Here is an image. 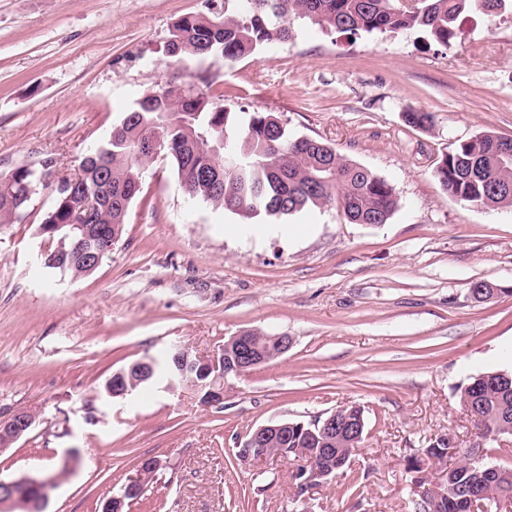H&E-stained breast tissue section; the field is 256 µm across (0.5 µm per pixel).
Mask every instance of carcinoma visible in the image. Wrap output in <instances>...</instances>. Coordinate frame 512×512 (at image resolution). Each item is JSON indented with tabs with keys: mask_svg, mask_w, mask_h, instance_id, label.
<instances>
[{
	"mask_svg": "<svg viewBox=\"0 0 512 512\" xmlns=\"http://www.w3.org/2000/svg\"><path fill=\"white\" fill-rule=\"evenodd\" d=\"M224 10L188 14L170 30L190 56L219 54L236 61L273 40L292 35L293 19H309L342 33L421 32L431 41L448 45L466 13L512 7V0H224ZM408 125L428 129L429 112H407ZM160 136L186 194L216 208L250 219L262 213L286 216L308 206L338 204L354 224H385L398 207L394 187L372 170L349 160L329 145L308 137L292 138L273 115L249 114L244 124L227 112L223 92L191 88L177 91L167 84L140 98L113 129L110 137L80 161L81 173L55 188L54 208L41 228L43 241L54 252L82 238L87 220L88 192L103 193L96 223L109 235L121 236L132 198L126 190L136 184L142 169L155 157L147 139ZM503 138L481 132L454 145L435 168L442 188L459 202L473 207H512V163L501 162L496 150ZM51 165L36 173L18 168L0 179V226L11 224L30 202L32 189L50 176ZM165 367L152 366L140 378L125 366L126 380L136 388L165 377L195 392L207 404L212 377L175 372L172 353L162 357ZM460 402L474 418L479 437L488 440L500 457L495 463L473 461V450L444 448L431 439L408 459L407 473L416 499V512H466L468 497L481 495L489 512L512 501V448L497 443L512 438V373L488 371L460 388ZM312 424L291 430L288 446L312 450L313 463L331 466L340 475L356 451L342 436L324 443ZM166 461L148 457L136 470L134 490L118 489L110 496L111 512H130L149 487L165 472Z\"/></svg>",
	"mask_w": 512,
	"mask_h": 512,
	"instance_id": "carcinoma-1",
	"label": "carcinoma"
}]
</instances>
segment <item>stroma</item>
<instances>
[{"label":"stroma","mask_w":512,"mask_h":512,"mask_svg":"<svg viewBox=\"0 0 512 512\" xmlns=\"http://www.w3.org/2000/svg\"><path fill=\"white\" fill-rule=\"evenodd\" d=\"M213 0H0V176L77 172L137 99L169 83L223 92L231 112L278 117L386 178L399 207L352 224L337 205L247 220L189 199L158 159L121 239L90 275L41 269L53 187L0 227V417L33 430L0 451V480L74 472L44 512H102L136 462L170 464L131 512H414L406 459L440 433L477 438L457 389L512 372V208L468 207L434 176L452 144L512 138V11L474 13L448 45L416 32L341 34L307 19L235 62L171 57L174 23ZM434 116L430 129L404 112ZM496 293L478 299L474 284ZM257 329L287 354L224 381V404L189 389L101 393L116 370L173 344L212 354ZM364 410L346 472L297 495V459L242 463L237 438L270 423Z\"/></svg>","instance_id":"1"}]
</instances>
